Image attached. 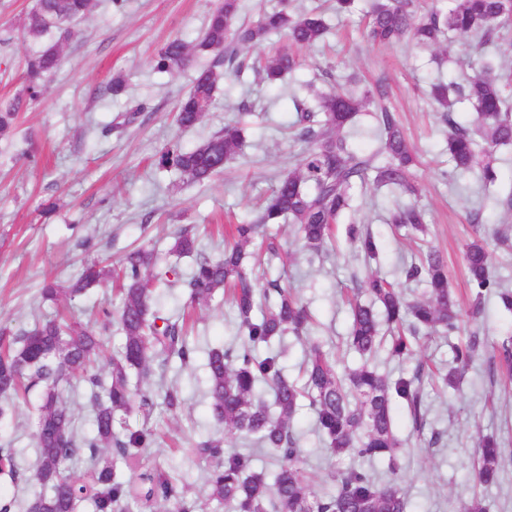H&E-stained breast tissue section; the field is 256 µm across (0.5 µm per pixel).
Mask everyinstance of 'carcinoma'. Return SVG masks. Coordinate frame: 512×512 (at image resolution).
<instances>
[{
  "instance_id": "carcinoma-1",
  "label": "carcinoma",
  "mask_w": 512,
  "mask_h": 512,
  "mask_svg": "<svg viewBox=\"0 0 512 512\" xmlns=\"http://www.w3.org/2000/svg\"><path fill=\"white\" fill-rule=\"evenodd\" d=\"M92 8V0H35L26 15L25 30L37 49L27 59L21 91L0 100V137L13 128L26 102L44 94V77L59 67L64 42L71 36L70 25ZM239 11V0H222L195 43L176 37L153 57L155 70L172 73L196 54L212 56L211 65L197 73L193 86L174 106L179 128H192L202 120L215 100L222 71L239 76L250 69L261 81L276 86L302 65L299 51L321 42L328 30L325 19L315 13L262 9L255 20L243 22ZM511 30L512 0H452L446 10L436 4L421 9L418 0H373L365 37L372 44L407 39L422 48L439 49L450 33L479 35L487 42ZM272 34L284 36L287 45L248 62L243 51ZM429 95L447 127L445 147L453 172L464 175L478 169L484 184H495L494 153L512 143V71L504 75L487 65L465 84L437 78L430 84ZM464 102L473 110L467 125L454 118L456 106ZM296 111L298 136L306 144L298 167L279 177L252 220L231 225L224 251L216 256L206 253L186 228L170 248L179 256L195 257L194 268L183 281L190 302L206 308L216 295L226 292L238 321L239 344L212 347L206 357V394L214 419L224 425L223 432L194 446L196 454L214 460L206 480L207 500L228 512H266L269 506L274 512H406L407 498L399 485L379 483L363 470L340 472L332 476L330 488H316L304 475L292 426L300 400L307 397L330 454L386 460L389 470L397 469L399 441L392 410L401 401L413 424L421 427L420 375L392 383L369 358L382 344L383 323L393 332L389 353L398 359L413 355L423 336H450L459 329L462 314L439 254L430 251L408 268L407 278L427 287L426 296L412 303L378 272H371L363 288L372 301L352 305L347 338L349 348L364 357V362L342 368L320 342H312L302 385L284 374L281 354L261 357L256 349L290 333L300 336L310 319L308 310L276 280L257 289L245 260L270 224L295 225L310 257H322L332 224L351 208V190L356 185L371 182L417 195L418 151L381 91L355 95L331 90L318 95L314 107L298 104ZM361 112L374 113L378 123L380 142L373 153L357 150L347 135ZM244 142L245 123L235 121L192 148L177 139L169 141L158 152L155 164L177 170L190 182L206 184L223 172ZM390 223L426 232L424 214L411 202L395 205ZM346 234L367 259L378 257V245L369 230L350 224ZM464 260L473 312L492 293L512 312V290L500 287L491 274L478 213L473 215V237L466 244ZM158 261L155 250L134 248L115 269L89 260L68 286L50 281L41 289L45 299L62 295L72 301L116 280L119 307L101 308L104 325L117 324L124 337L116 354L105 355L100 332L80 321L63 325L47 320L19 334L0 330V420L15 410L20 393L42 387L33 432L38 454L33 480L40 490L27 499V512L36 506L41 512H77L83 502L91 505L92 512H140L155 506L163 507L162 512H205L188 485H178L158 465H140L145 449L154 443L153 433L147 427H127V417L134 410L145 412L152 405L147 384L154 375L155 359L160 357L166 364L176 357L189 366L197 352L184 321L162 316L156 306L160 281L173 283L168 270L162 278L154 275ZM486 346L485 337L476 332L454 344L443 384L456 387L460 372ZM73 376L81 380L90 406L88 436L75 430V408L59 390L60 383ZM260 384L270 389L272 402L258 395ZM243 435L257 437L279 458L274 472L257 468L253 455L230 449L229 438ZM478 448L477 478L492 483L507 457H512V448H503L491 437L480 438ZM84 449L89 474L80 478L68 474V464ZM120 463L138 467V473L129 479L119 477Z\"/></svg>"
}]
</instances>
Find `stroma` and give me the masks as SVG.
<instances>
[{"label": "stroma", "instance_id": "obj_1", "mask_svg": "<svg viewBox=\"0 0 512 512\" xmlns=\"http://www.w3.org/2000/svg\"><path fill=\"white\" fill-rule=\"evenodd\" d=\"M218 2L123 0L116 6L112 0H95L91 12L75 24L44 95L20 112L14 135L0 138L1 324L29 329L66 308L85 322L107 303H118L119 295L109 284L90 289L67 305L42 298L44 280L66 284L88 256L115 263L126 250L148 245L159 254L160 269L174 266L180 275H188L192 258L169 251L175 232L195 226L205 252L222 250L226 220L249 219L253 203L271 192L281 172L299 162L303 145L291 134L297 118L294 98L305 99L336 84L354 92L383 90L416 147L421 161L416 202L426 214V241L446 259L450 286L462 311L471 305L463 246L471 234L473 212L481 213L490 234L494 278L512 289V215H504L495 200L497 193L512 188V145L499 147L495 154L498 180L490 190H482L473 175L443 180V171L452 164L444 149L440 115L427 96L438 73L461 82L481 72L486 50L478 39L451 36L443 51L410 42L372 47L362 38L370 0H356L351 13L339 16L326 10L330 32L325 44L304 50L305 67L285 84L270 87L248 72L224 76L201 123L182 130L173 123L174 105L211 58L194 57L189 66L172 74L154 71L152 59L173 37L198 38ZM33 3L0 0V98L21 89L20 74L33 48L23 22ZM328 63L333 69L327 78L320 68ZM116 73L127 83L119 96L108 91ZM243 103L252 110L247 137L223 175L199 185L186 182L176 171L156 168L155 157L170 139L194 147L221 130ZM139 104L146 107L140 118L117 127L118 118ZM402 199L400 192L387 187H355L354 207L337 224L325 261H310L292 226L280 224L270 231L288 254L285 263L252 268L258 284L277 279L293 288L313 316L310 337L352 365L361 358L342 346L350 325L347 300L369 270L379 271L407 300L424 295V283L406 276L416 259L415 245L406 230L388 222L394 203ZM352 221L366 224L376 238V261L366 262L347 241L345 226ZM188 305L184 288L161 289L158 306L164 314L191 312L198 350L235 341V312L224 297L203 310L192 311ZM473 330L495 344L512 345V312L490 296L476 319L462 322L459 333L425 339L407 359L390 358L384 351L376 357L379 371L389 380L422 375V426H414L405 406L395 410L401 441L396 472L355 456H332L315 431L314 409L302 406L294 430L308 476L327 486L335 472L368 471L378 482L392 480L403 488L408 512H461L476 498L487 512H512V461L498 483L489 486L476 485L470 469L479 437L493 434L512 443V385H504L501 376H489L485 352L465 370L458 389L443 390L430 379L431 372L447 369L452 344ZM155 371L179 387L183 408L174 412L158 401L149 413H133L127 422L153 429L157 442L147 449L148 459L160 462L189 484L194 497L205 500L209 464L188 452L191 444L218 429L205 394L204 366L198 361L183 368L174 361L156 365ZM40 394V388H32L26 403L0 421V445L14 449L26 476L16 484L0 474V497L13 500L15 512H22L33 488V419Z\"/></svg>", "mask_w": 512, "mask_h": 512}]
</instances>
